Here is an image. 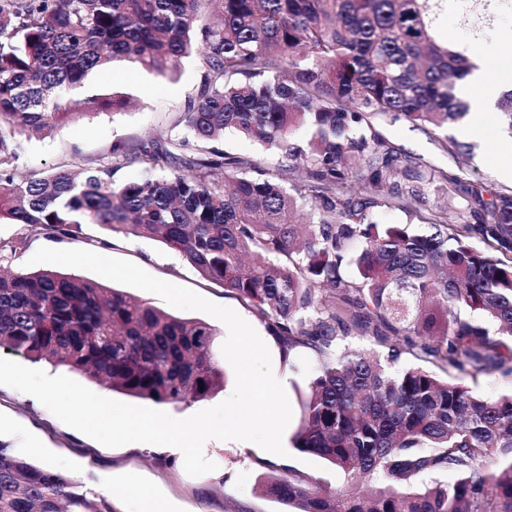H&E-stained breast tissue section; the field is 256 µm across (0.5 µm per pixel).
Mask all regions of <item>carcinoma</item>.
<instances>
[{
	"label": "carcinoma",
	"mask_w": 512,
	"mask_h": 512,
	"mask_svg": "<svg viewBox=\"0 0 512 512\" xmlns=\"http://www.w3.org/2000/svg\"><path fill=\"white\" fill-rule=\"evenodd\" d=\"M443 2L0 0V218L55 239L85 224L157 238L311 353L292 447L376 485L362 495L291 469L259 482L293 512H512V391L486 397L461 379L512 376V190L486 201L481 184L424 163L417 179H441L467 208L434 204L415 225L370 218L419 197L375 123L440 129L469 114L459 83L472 63L460 39L437 36ZM456 14L465 39L484 41L512 0H457ZM198 38V90L164 133L114 143L110 165L16 180L19 139L82 116L70 91L90 74L123 60L166 76ZM123 102L112 90L83 100L95 111ZM496 112L512 132L511 89ZM226 132L301 160L305 177L290 191L293 168L226 156ZM128 162L141 178L115 184ZM306 200L310 223L297 224ZM215 336L73 274L0 272V351L128 396L179 406L223 389ZM444 470L457 479L415 486ZM0 512L115 510L0 446Z\"/></svg>",
	"instance_id": "carcinoma-1"
}]
</instances>
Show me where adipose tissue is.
<instances>
[{
  "label": "adipose tissue",
  "mask_w": 512,
  "mask_h": 512,
  "mask_svg": "<svg viewBox=\"0 0 512 512\" xmlns=\"http://www.w3.org/2000/svg\"><path fill=\"white\" fill-rule=\"evenodd\" d=\"M469 57L475 65L474 71L462 86L464 97L472 104L473 121L467 128L469 137L482 134L487 125V118L493 111V100L486 87L488 76L493 67H500L502 73L512 76V57L493 62L483 44L474 43L469 47ZM268 351L281 363L282 371L270 373L258 368L248 351H246L238 335L226 336L224 346L225 364L238 367L247 377V387L237 401L224 409L223 420L209 418L206 414L192 415L189 427L183 428L152 417L137 420L136 425L141 436L156 441L161 451L170 458L181 459L194 453L195 446L191 438V429H203L212 436L223 440L225 447L246 448L251 444V432L239 428L240 420L247 419L256 425L265 427L269 420L279 414L282 404L278 399L288 387L287 364L295 354L288 351L274 336H267Z\"/></svg>",
  "instance_id": "ef3b65f1"
}]
</instances>
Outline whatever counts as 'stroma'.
Returning <instances> with one entry per match:
<instances>
[{
    "mask_svg": "<svg viewBox=\"0 0 512 512\" xmlns=\"http://www.w3.org/2000/svg\"><path fill=\"white\" fill-rule=\"evenodd\" d=\"M203 60L200 53L183 58L176 72L160 76L118 63L88 77L77 93L86 98L113 89L128 104L112 113L87 114L20 142L18 174L30 177L53 168L76 169L86 160L108 156L113 143L151 138L164 131L174 112L194 96ZM389 143L410 162L431 161L444 170L464 172L488 193L512 189V152L500 150L504 129L492 121L485 137L473 141L467 159L450 161L431 127L405 120L379 127ZM25 238L12 270L53 269L73 273L143 297L152 305L182 318L202 320L216 331L214 350L224 353L230 330L249 336L258 364L274 366L262 337L267 328L255 313L223 287L203 279L182 256L163 242L113 234L94 224L81 235L62 240L25 233L23 227L0 220V239ZM317 368L315 358L301 352L291 372L284 399L288 416L275 423L280 435L277 457L303 476L345 487L341 470L322 458L298 452L290 439L300 420L298 393ZM48 376L57 380L56 393L35 399L34 391ZM186 407L156 404L112 391L84 375L26 358L0 353V443L32 462L81 480L112 500L116 512H140L143 498L169 500L172 512H289L287 505L260 495L256 486L273 469L261 449L209 447L208 462L187 457L169 461L158 448L135 436L129 416H163L184 422Z\"/></svg>",
    "mask_w": 512,
    "mask_h": 512,
    "instance_id": "stroma-1",
    "label": "stroma"
}]
</instances>
